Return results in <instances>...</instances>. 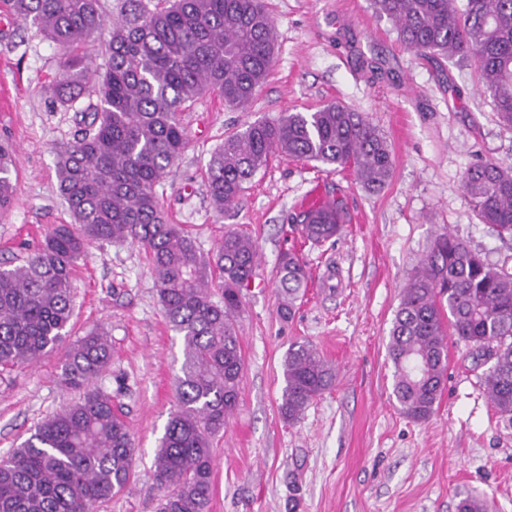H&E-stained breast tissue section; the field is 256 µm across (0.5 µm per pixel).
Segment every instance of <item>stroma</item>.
Here are the masks:
<instances>
[{"label":"stroma","instance_id":"35a3bbf8","mask_svg":"<svg viewBox=\"0 0 512 512\" xmlns=\"http://www.w3.org/2000/svg\"><path fill=\"white\" fill-rule=\"evenodd\" d=\"M275 53L247 110L207 95L181 114L188 146L157 187L170 223L213 252L230 229L249 233L257 274L242 291L236 328L245 361L237 407L214 444L208 512H458L467 496L491 512H512V427L486 393L487 366L470 346L448 342L445 388L433 415H404L392 394L389 331L402 289L434 238L450 231L491 262L512 265V240L474 212L460 187L477 160L512 164V128L478 88L475 65L437 62L402 45L369 0H265ZM65 57L24 24L0 27V138L16 146L12 210L0 218V264H16L69 216L57 189L54 149L79 131L74 109L51 88ZM337 102L387 139L388 185L365 188L348 170L270 157L235 205L217 216L206 168L225 135L284 112ZM344 211L343 232L321 244L294 228L297 200L315 183ZM298 254L308 287L291 318L278 312L276 273L283 252ZM71 337L107 327L112 363L99 384L115 393L136 441L133 475L100 512H157L149 477L174 407L181 337L163 313L149 260L129 243L91 247L73 273ZM309 341L336 367V383L302 419L278 409L282 364L295 341ZM64 348L36 365L0 373V456L35 424L77 399L62 379Z\"/></svg>","mask_w":512,"mask_h":512}]
</instances>
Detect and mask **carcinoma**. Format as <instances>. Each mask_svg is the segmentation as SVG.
Returning <instances> with one entry per match:
<instances>
[{"instance_id": "carcinoma-1", "label": "carcinoma", "mask_w": 512, "mask_h": 512, "mask_svg": "<svg viewBox=\"0 0 512 512\" xmlns=\"http://www.w3.org/2000/svg\"><path fill=\"white\" fill-rule=\"evenodd\" d=\"M24 22L68 55L53 87L56 100L80 110V134L54 149L58 191L71 223L56 224L40 248L12 268L0 267V372L32 365L61 345L73 315L75 261L102 242H130L148 253L165 318L181 336L182 375L176 405L156 448L151 478L159 512H207L213 444L236 408L244 360L236 331L242 288L256 275L250 234L228 231L206 257L183 229L167 221L156 191L187 145L180 112L211 91L229 109L252 103L274 55V23L261 0H121L113 21L100 0H10ZM408 48L477 67L501 122L512 127V0H372ZM103 63L93 85L80 49L104 29ZM279 152L352 170L370 190L384 188L392 152L378 130L334 102L314 112H285L224 137L207 164L214 210L237 201ZM13 145L0 141V214L13 205ZM461 187L478 219L512 238V165L471 164ZM339 202L302 214L298 231L313 244L341 234ZM305 265L283 254L279 313L291 317L307 287ZM222 301L212 299V289ZM492 361L484 386L499 418L512 426V271L492 265L464 241L439 234L408 278L389 334L393 395L408 417L435 410L447 370V337ZM112 362L102 327L69 343L64 383L77 400L39 422L0 457V512H99L129 482L135 444L115 396L97 384ZM279 411L293 423L330 390L336 368L307 341L288 347ZM458 512H489L466 497Z\"/></svg>"}]
</instances>
